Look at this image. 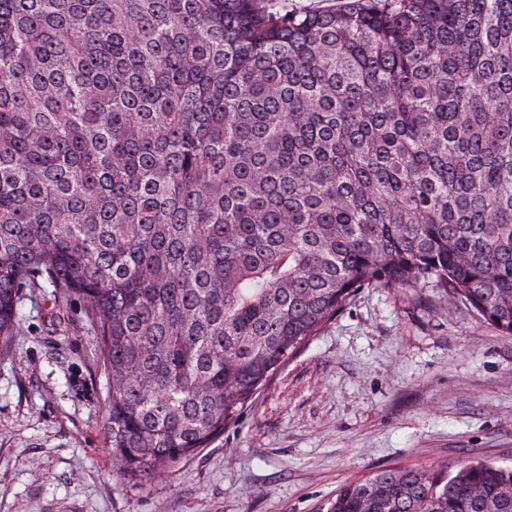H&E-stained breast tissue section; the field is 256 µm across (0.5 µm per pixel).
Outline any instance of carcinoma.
I'll return each instance as SVG.
<instances>
[{
  "label": "carcinoma",
  "mask_w": 512,
  "mask_h": 512,
  "mask_svg": "<svg viewBox=\"0 0 512 512\" xmlns=\"http://www.w3.org/2000/svg\"><path fill=\"white\" fill-rule=\"evenodd\" d=\"M86 310L121 484L235 424L363 288L512 335V0H0V341ZM329 512H512V467Z\"/></svg>",
  "instance_id": "cac0c4a2"
}]
</instances>
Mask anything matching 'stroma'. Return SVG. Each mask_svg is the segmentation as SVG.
Listing matches in <instances>:
<instances>
[{
    "label": "stroma",
    "mask_w": 512,
    "mask_h": 512,
    "mask_svg": "<svg viewBox=\"0 0 512 512\" xmlns=\"http://www.w3.org/2000/svg\"><path fill=\"white\" fill-rule=\"evenodd\" d=\"M0 353V512H327L384 469L512 467V336L441 288L362 289L223 436L117 482L80 304L23 288Z\"/></svg>",
    "instance_id": "obj_1"
}]
</instances>
